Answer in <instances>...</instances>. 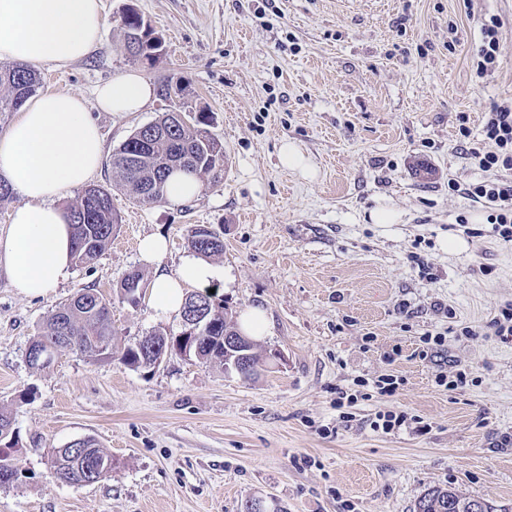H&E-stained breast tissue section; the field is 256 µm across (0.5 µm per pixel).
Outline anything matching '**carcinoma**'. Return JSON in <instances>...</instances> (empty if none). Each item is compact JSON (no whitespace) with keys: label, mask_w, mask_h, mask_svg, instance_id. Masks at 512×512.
I'll return each mask as SVG.
<instances>
[{"label":"carcinoma","mask_w":512,"mask_h":512,"mask_svg":"<svg viewBox=\"0 0 512 512\" xmlns=\"http://www.w3.org/2000/svg\"><path fill=\"white\" fill-rule=\"evenodd\" d=\"M142 16L132 11L124 17L123 39L143 30ZM39 86L36 70L27 65L0 66V117L16 112ZM224 144L198 124L185 120L174 122L164 112L154 121L137 128L112 154V168L120 177L122 187L136 202L151 206L165 199V180L173 170H182L198 177L218 175L225 165ZM73 226L75 263L88 265L97 260L112 241L119 218L112 207L111 191L98 184H89L76 202L68 206ZM191 251L211 257L224 253V228L190 229L187 237ZM237 334V326L222 311L214 317L208 335ZM109 302L93 288H82L76 296L59 303L46 319L43 331L32 339L34 344L54 343L65 336L62 348L78 351L101 360L103 352L95 342L98 336H112ZM112 357L136 369L151 367L149 354L135 345L112 348ZM0 441L7 448L19 446L9 413L0 410ZM106 455L96 440L86 448L64 450L62 460H53L54 475L65 482L76 480L77 471L91 469L94 461ZM461 505L470 497L453 488H432L415 503L414 512H448V501Z\"/></svg>","instance_id":"carcinoma-1"}]
</instances>
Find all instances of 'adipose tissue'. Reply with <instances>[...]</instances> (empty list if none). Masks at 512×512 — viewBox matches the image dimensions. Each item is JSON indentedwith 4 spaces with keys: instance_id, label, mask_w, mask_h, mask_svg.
I'll return each instance as SVG.
<instances>
[{
    "instance_id": "ef3b65f1",
    "label": "adipose tissue",
    "mask_w": 512,
    "mask_h": 512,
    "mask_svg": "<svg viewBox=\"0 0 512 512\" xmlns=\"http://www.w3.org/2000/svg\"><path fill=\"white\" fill-rule=\"evenodd\" d=\"M102 27L101 0H0V60L63 68L91 54ZM153 93L152 85L131 71L99 87L96 104L104 112H137ZM102 158L98 128L84 99L72 94L29 98L0 135V177L22 198L0 234V266L23 294L45 296L70 278L72 238L63 199L70 189L88 183ZM166 250V240L158 235L139 242L143 261L156 267L155 307L176 313L186 286L206 285L224 272L193 254L182 259L176 273L158 270Z\"/></svg>"
}]
</instances>
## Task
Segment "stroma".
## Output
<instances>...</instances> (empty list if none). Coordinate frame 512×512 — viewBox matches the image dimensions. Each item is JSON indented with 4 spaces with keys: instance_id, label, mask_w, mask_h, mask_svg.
<instances>
[{
    "instance_id": "35a3bbf8",
    "label": "stroma",
    "mask_w": 512,
    "mask_h": 512,
    "mask_svg": "<svg viewBox=\"0 0 512 512\" xmlns=\"http://www.w3.org/2000/svg\"><path fill=\"white\" fill-rule=\"evenodd\" d=\"M102 4L95 50L39 73L42 90L86 101L104 142L92 181L111 190L119 226L93 264L45 297L25 296L0 268V409L14 420L23 471L0 487V512H244L252 499L269 512H413L426 490L448 486L512 508V446L500 445L512 436V341L491 328L512 300V245L448 189L483 178L469 150L484 112L512 99V0ZM131 6L164 41L156 64L121 47ZM491 14L501 19L498 65L480 78L472 58ZM129 71L154 86L174 76L182 91L138 112L99 111L95 87ZM173 108L204 116L226 165L193 200L144 206L118 187L112 154ZM286 141L311 174L280 163ZM382 206L396 223L373 222ZM195 225L223 226L212 262L224 276L212 287L230 316L266 312L256 342L277 362L249 381L178 355L148 371L67 349L49 369L29 368L28 344L81 288L109 301L119 344L178 334L179 314L160 313L148 292L131 304L119 285L134 270L152 279L138 251L149 234L167 238L161 265L175 272ZM416 253L427 273L411 263ZM437 332L442 353L423 356V337ZM460 370L463 387L436 384L438 372ZM383 374L401 378L395 396L376 393ZM341 390L356 397L348 423ZM390 410L421 417L427 432L373 428ZM83 437L111 455V477L55 479V449Z\"/></svg>"
}]
</instances>
